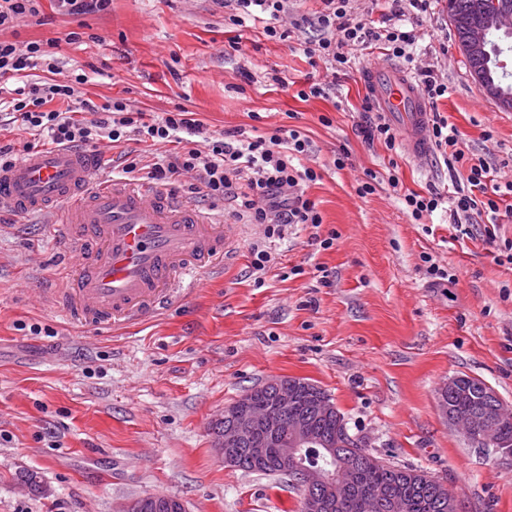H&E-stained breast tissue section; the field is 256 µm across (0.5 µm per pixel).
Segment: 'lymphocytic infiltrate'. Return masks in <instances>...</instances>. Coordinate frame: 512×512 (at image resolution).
Masks as SVG:
<instances>
[{
  "label": "lymphocytic infiltrate",
  "mask_w": 512,
  "mask_h": 512,
  "mask_svg": "<svg viewBox=\"0 0 512 512\" xmlns=\"http://www.w3.org/2000/svg\"><path fill=\"white\" fill-rule=\"evenodd\" d=\"M37 0H0V76L23 77L26 71L40 67L47 81L29 83L24 79L11 100L0 98V112L12 114L31 139L22 148L0 144V165L17 162L20 153H32L37 141L54 147L98 150L107 142L118 147L137 138L152 144H170L174 150L152 163L148 176L164 187H176L181 178H191L192 192L212 200H231L233 215L249 224L265 225L267 237L282 236L286 226L301 224L312 228V241L330 249L333 237H320L322 216L305 190L306 184L318 181L312 168H298L299 156L307 154L310 141L299 130L278 127L271 135L240 137L238 131L209 134L196 112L179 108L160 116L128 108L120 99L98 104L78 99L74 84L58 80V60L49 44L3 38L24 16L36 15ZM308 24L318 36L305 42L303 53L309 65L324 59L333 76L346 74L347 51L358 46H377L393 57L414 63L413 31L392 26L393 18L403 16L405 8L428 13L431 0H391L390 11L379 23H363L352 18L350 0H320ZM229 8V23L240 27L259 22L264 35L272 40L288 38V0H224ZM429 138L436 154L447 167L463 166L468 171L469 193L453 199L452 212L465 215L481 210L489 223L486 235L500 215L512 184L493 183L484 158L466 155L460 147V132L447 117L433 113L429 121Z\"/></svg>",
  "instance_id": "1"
}]
</instances>
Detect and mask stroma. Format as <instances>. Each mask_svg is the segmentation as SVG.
<instances>
[{
	"label": "stroma",
	"mask_w": 512,
	"mask_h": 512,
	"mask_svg": "<svg viewBox=\"0 0 512 512\" xmlns=\"http://www.w3.org/2000/svg\"><path fill=\"white\" fill-rule=\"evenodd\" d=\"M18 22L21 41H54L62 79L82 74L95 102L124 100L146 112L183 107L209 131L268 135L280 126L311 142L302 166L320 173L307 194L331 249L289 229L266 238L242 224L233 202L205 200L229 227L222 267L198 272L196 293L123 331L84 328L54 303L62 270L79 246L47 232L48 216L0 211V512H121L147 494L179 498L185 512H295L287 477L225 464L211 424L274 377L321 387L351 435L398 467L425 471L455 496L459 512H512V454L479 448L450 429L437 391L448 379L483 380L512 412V214L487 237L486 216L453 219L438 209L418 224L404 191L468 190L464 168L436 155L418 162L403 148L365 143L355 126L366 73L402 59L358 47L347 76L311 68L299 48L309 25L284 41L261 28L227 49V9L214 0H111L83 16L38 0ZM416 52L448 85L436 104L461 133L466 154L485 158L512 183V111L469 73L448 20V0L415 19ZM81 33L80 42L68 39ZM326 96L301 100L308 80ZM347 154L344 168L334 158ZM400 179L393 191L387 179ZM379 185L360 196L369 176ZM273 260L255 277L250 247ZM431 254L452 281L427 272ZM37 473L31 493L20 473Z\"/></svg>",
	"instance_id": "35a3bbf8"
}]
</instances>
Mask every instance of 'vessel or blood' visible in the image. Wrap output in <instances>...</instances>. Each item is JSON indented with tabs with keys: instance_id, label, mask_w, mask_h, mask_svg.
I'll list each match as a JSON object with an SVG mask.
<instances>
[{
	"instance_id": "vessel-or-blood-1",
	"label": "vessel or blood",
	"mask_w": 512,
	"mask_h": 512,
	"mask_svg": "<svg viewBox=\"0 0 512 512\" xmlns=\"http://www.w3.org/2000/svg\"><path fill=\"white\" fill-rule=\"evenodd\" d=\"M411 157L430 154L429 112L417 85L397 67L366 76ZM102 154L75 148L30 153L0 167V208L53 214L83 254L56 305L80 326L132 325L190 293L195 269L221 262L225 226L193 200L150 184L104 179Z\"/></svg>"
}]
</instances>
